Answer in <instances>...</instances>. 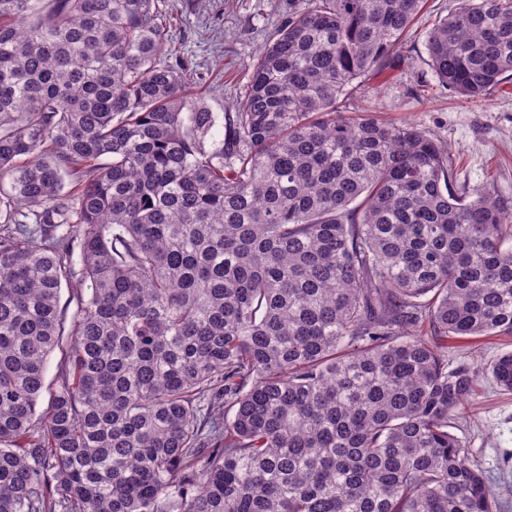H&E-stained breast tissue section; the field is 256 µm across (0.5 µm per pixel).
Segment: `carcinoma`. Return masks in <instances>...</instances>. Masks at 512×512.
<instances>
[{
  "label": "carcinoma",
  "instance_id": "1",
  "mask_svg": "<svg viewBox=\"0 0 512 512\" xmlns=\"http://www.w3.org/2000/svg\"><path fill=\"white\" fill-rule=\"evenodd\" d=\"M425 2L307 0L214 112L164 0H0V512H497L448 427L512 351L448 339L512 336V199L336 111ZM426 45L484 97L512 0ZM509 350H512V337L448 339V367L451 369L462 364L484 366Z\"/></svg>",
  "mask_w": 512,
  "mask_h": 512
}]
</instances>
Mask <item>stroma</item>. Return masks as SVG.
Segmentation results:
<instances>
[{
    "instance_id": "35a3bbf8",
    "label": "stroma",
    "mask_w": 512,
    "mask_h": 512,
    "mask_svg": "<svg viewBox=\"0 0 512 512\" xmlns=\"http://www.w3.org/2000/svg\"><path fill=\"white\" fill-rule=\"evenodd\" d=\"M301 0H166L172 45L195 76L212 111H223L247 85L251 67L270 36ZM461 0H427L402 38L393 63L354 82L339 98L343 116L366 111L409 122L447 145L457 186H484L512 197V83L478 101L443 85L429 60L426 34ZM512 350V337L448 342V365L483 366ZM470 461L483 472L499 503L512 512V392L481 376L451 421Z\"/></svg>"
}]
</instances>
